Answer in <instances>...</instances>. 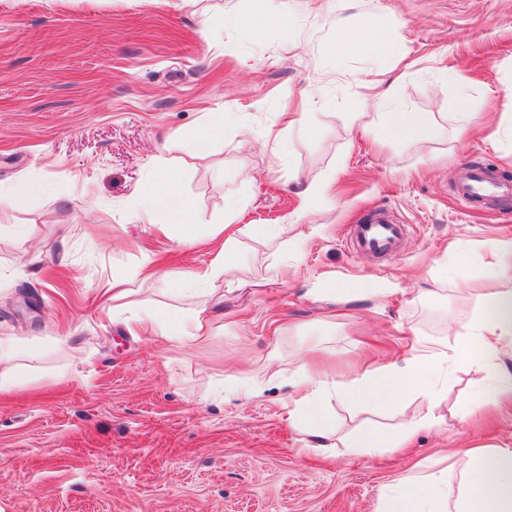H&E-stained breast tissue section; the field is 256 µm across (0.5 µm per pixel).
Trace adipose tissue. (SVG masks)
Listing matches in <instances>:
<instances>
[{
  "label": "adipose tissue",
  "mask_w": 512,
  "mask_h": 512,
  "mask_svg": "<svg viewBox=\"0 0 512 512\" xmlns=\"http://www.w3.org/2000/svg\"><path fill=\"white\" fill-rule=\"evenodd\" d=\"M142 193L176 223L183 241L195 237L197 230L191 220L195 203L180 191L167 158H158L155 175L143 185ZM253 231L249 224L212 225V236H223L224 247L210 266L197 274L162 273L158 276L159 282L184 293L189 287L206 285L230 275L238 263L241 237ZM492 249L497 260L486 265L484 275L495 283L496 289L478 313L456 326L452 352L429 347L402 364H390L339 381L299 373L295 382L297 396L288 408L289 419L304 420L309 435L321 440L329 428L322 402L330 394L337 393L352 402L381 410L391 409L411 396H423L427 412L414 414L399 428H371L349 439L348 455L358 456L381 448L399 447L410 433L429 426L434 419V409L443 399L441 391L432 384L433 378L450 371L451 367L472 364L475 353H482L486 362L495 366L491 390L512 393V370L496 365L504 341H512V239L496 240ZM130 320L140 327H157L166 336L195 341L207 334L212 315L209 308L204 307L186 317L147 311L131 315ZM463 473L458 489V512H512V451L491 449L477 453L465 462Z\"/></svg>",
  "instance_id": "obj_1"
}]
</instances>
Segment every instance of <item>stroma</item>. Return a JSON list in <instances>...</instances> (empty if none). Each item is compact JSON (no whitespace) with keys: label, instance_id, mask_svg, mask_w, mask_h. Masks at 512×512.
<instances>
[{"label":"stroma","instance_id":"obj_1","mask_svg":"<svg viewBox=\"0 0 512 512\" xmlns=\"http://www.w3.org/2000/svg\"><path fill=\"white\" fill-rule=\"evenodd\" d=\"M252 6L0 0V194H38L0 206V338L22 351L21 383L0 392V512H376L381 495L432 483L436 512H456L467 452L512 449V398L477 396L493 373L481 362L450 372L439 424L402 448L347 456L343 441L404 416L336 394L331 447L288 419L302 364L341 375L402 361L420 338L452 349L492 291L483 268L512 237V200L459 184L470 167L512 182V137L487 131L491 116L512 121V0H274L291 23L258 39L237 23ZM340 25L380 33L389 52L332 55ZM382 91L423 134L389 133ZM215 112L239 126L193 157ZM161 154L191 161L194 243L158 231L140 194ZM312 180L329 189L309 211ZM378 211L404 227L395 255L353 245ZM229 220L260 227L241 237L232 281L183 295L144 279L204 271L224 245L206 231ZM114 284L109 318L99 292ZM213 295L224 305L199 341L124 320Z\"/></svg>","mask_w":512,"mask_h":512}]
</instances>
